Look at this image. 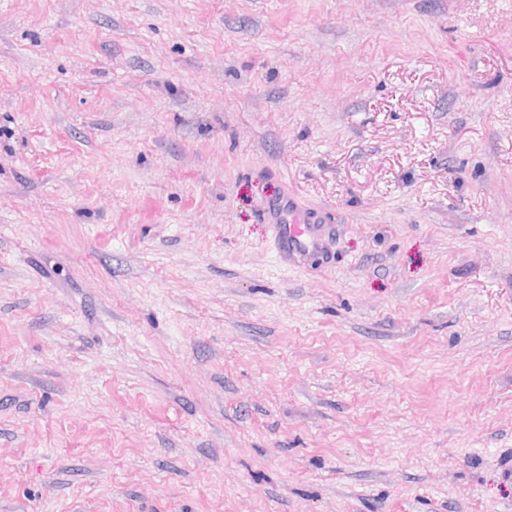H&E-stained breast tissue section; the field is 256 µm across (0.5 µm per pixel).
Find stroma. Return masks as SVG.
I'll return each instance as SVG.
<instances>
[{"label": "stroma", "mask_w": 512, "mask_h": 512, "mask_svg": "<svg viewBox=\"0 0 512 512\" xmlns=\"http://www.w3.org/2000/svg\"><path fill=\"white\" fill-rule=\"evenodd\" d=\"M0 512H512V0H0ZM261 211L271 225L275 254L282 265L310 271L334 264L336 224L329 209L309 207L293 194L278 192L267 197Z\"/></svg>", "instance_id": "1"}]
</instances>
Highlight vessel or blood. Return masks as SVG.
Wrapping results in <instances>:
<instances>
[{
    "label": "vessel or blood",
    "instance_id": "obj_1",
    "mask_svg": "<svg viewBox=\"0 0 512 512\" xmlns=\"http://www.w3.org/2000/svg\"><path fill=\"white\" fill-rule=\"evenodd\" d=\"M270 224L279 262L292 270L310 271L333 265L336 224L333 213L301 203L293 194L275 193L262 206Z\"/></svg>",
    "mask_w": 512,
    "mask_h": 512
}]
</instances>
